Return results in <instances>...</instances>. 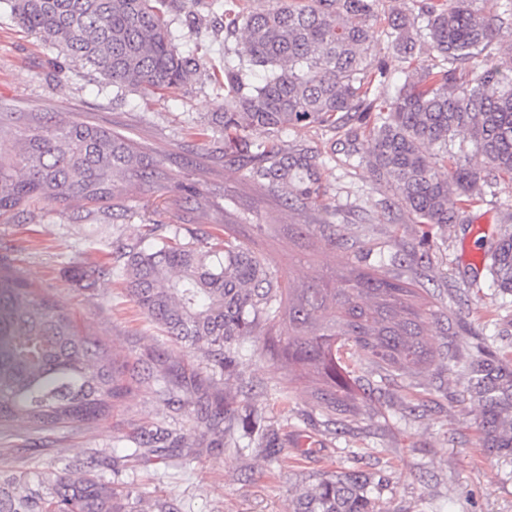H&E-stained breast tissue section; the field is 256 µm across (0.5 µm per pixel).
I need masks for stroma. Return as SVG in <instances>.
Listing matches in <instances>:
<instances>
[{"label": "stroma", "instance_id": "35a3bbf8", "mask_svg": "<svg viewBox=\"0 0 512 512\" xmlns=\"http://www.w3.org/2000/svg\"><path fill=\"white\" fill-rule=\"evenodd\" d=\"M168 18L180 51L206 74L159 95L102 85L0 9V113L20 123L30 112L49 120L79 113L126 135L165 172L154 188L131 185L113 209L41 203L0 222V265L60 300L81 328L125 358L132 387L102 418L40 432L0 427V473L63 474L91 462L99 479L146 508L161 499L175 512H289L297 490L345 469L370 477L386 512H512V453L504 449L512 424L492 422L470 374L474 367L512 371V294L489 273L492 248L512 232V180L494 181L426 241L390 185L363 166L328 164L323 207L287 209L200 134L210 113L224 107V55L236 44L223 8L214 0H171ZM278 141L293 152L326 154L345 135L291 128ZM228 223L245 247L297 285L351 266H377L412 282L435 313L433 363L402 377L350 358L358 398L332 413L314 402L308 383L289 384L281 365L262 354L259 337L236 341L223 368L203 352H183L131 298L116 247L174 235L209 241L223 237ZM304 224L310 231L303 236ZM99 266L106 276L78 275ZM162 352L209 395L234 401L223 447L192 439L158 451L130 443L140 427L182 434L197 425L189 391L171 400L159 392Z\"/></svg>", "mask_w": 512, "mask_h": 512}]
</instances>
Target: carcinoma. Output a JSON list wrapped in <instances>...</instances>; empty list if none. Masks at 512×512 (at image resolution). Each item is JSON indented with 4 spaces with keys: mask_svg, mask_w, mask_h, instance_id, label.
<instances>
[{
    "mask_svg": "<svg viewBox=\"0 0 512 512\" xmlns=\"http://www.w3.org/2000/svg\"><path fill=\"white\" fill-rule=\"evenodd\" d=\"M15 22L40 34L105 86L155 93L185 87L195 59L177 47L164 19L167 0H3ZM224 28L239 35L224 57V111L212 116L224 155L307 208L320 197L316 156L275 145L252 151L249 131L348 128L358 159L391 184L397 202L429 228L452 224L464 201L500 176L512 179V0H421L419 10L383 0H276L245 10L224 0ZM380 23L403 81L379 88L391 66L377 57L370 29ZM262 72L259 81L253 72ZM0 218L31 202L64 207L121 205L128 188L151 187L157 162L125 135L68 113L48 125L28 117L14 128L0 113ZM460 142V153L452 151ZM134 302L181 347L219 366L235 341L260 326L288 325L267 337L288 373L319 381L317 402L337 410L356 400L345 354L380 370L420 373L435 358L413 283L354 267L301 286L241 245L229 225L224 243L178 238L150 250L118 247ZM494 283L512 292V235L492 252ZM131 392L125 362L80 331L59 301L0 266V426L34 431L97 419ZM203 439L224 438V398L195 395ZM186 437L140 428L138 447L181 448ZM0 512H130L129 496L92 470L21 485L0 482ZM291 512H383L371 482L355 471L324 476L292 500Z\"/></svg>",
    "mask_w": 512,
    "mask_h": 512,
    "instance_id": "cac0c4a2",
    "label": "carcinoma"
}]
</instances>
